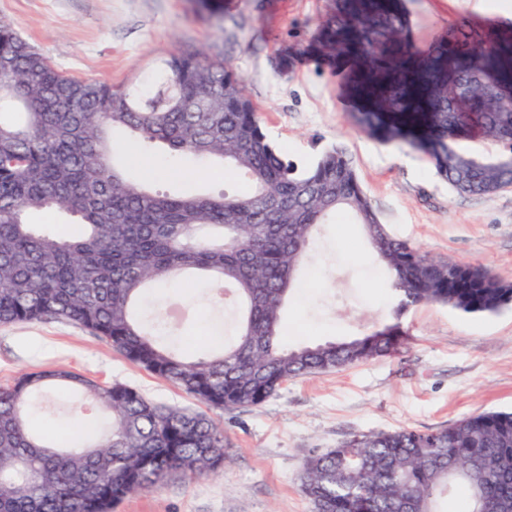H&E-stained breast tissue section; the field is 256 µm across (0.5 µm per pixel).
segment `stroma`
<instances>
[{"label": "stroma", "instance_id": "1", "mask_svg": "<svg viewBox=\"0 0 512 512\" xmlns=\"http://www.w3.org/2000/svg\"><path fill=\"white\" fill-rule=\"evenodd\" d=\"M0 0V20L63 73L89 81L146 83L172 52H204L242 77L268 136L306 163L335 146L351 158L382 223L441 261L471 263L512 283V187L486 197L458 195L426 157L361 131L339 98L340 78L302 50L332 0ZM413 37L425 48L466 19L503 24L487 0H406ZM130 175L167 194L238 190L218 163L156 146ZM206 286L156 290L147 312L184 311L177 342L193 356L231 314L211 308ZM387 274L359 225L338 215L323 225L310 265L284 318L286 346L342 340L384 320ZM400 353L288 380L259 406L212 411L229 443L225 468L172 477L122 501L114 512H312L298 481L311 456L355 435L403 427L427 431L471 414L512 408V308L464 315L444 305L412 308ZM64 367L135 387L155 402L199 410V402L130 363L102 339L60 322L0 325V385L22 373Z\"/></svg>", "mask_w": 512, "mask_h": 512}]
</instances>
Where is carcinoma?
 Listing matches in <instances>:
<instances>
[{
	"label": "carcinoma",
	"mask_w": 512,
	"mask_h": 512,
	"mask_svg": "<svg viewBox=\"0 0 512 512\" xmlns=\"http://www.w3.org/2000/svg\"><path fill=\"white\" fill-rule=\"evenodd\" d=\"M408 30L402 0H336L310 52L346 67L341 94L363 130L408 141L460 194L512 187V29L462 21L425 50ZM0 62L10 64L0 95V325L70 323L206 408L233 410L264 403L290 379L398 353L412 307L490 315L512 306L511 283L394 237L342 150L290 160L227 62L171 54L151 87H115L64 75L2 20ZM17 106L20 123L6 118ZM480 139L500 151L467 147ZM143 144L218 160L245 189L153 193L114 164L121 153L136 165ZM339 212L389 275V317L360 336L286 348L284 307L315 236ZM34 214H66L72 227L41 229ZM187 275L208 285L214 306L238 310L232 339L204 357L165 344L163 319L136 314L149 288ZM54 388L110 422L76 438L34 430L38 401ZM226 462L224 430L206 412L156 404L128 385L45 368L0 386V512H113L175 473L192 479ZM299 479L314 512H442L455 485L462 512H512V411L354 437L308 459Z\"/></svg>",
	"instance_id": "1"
}]
</instances>
